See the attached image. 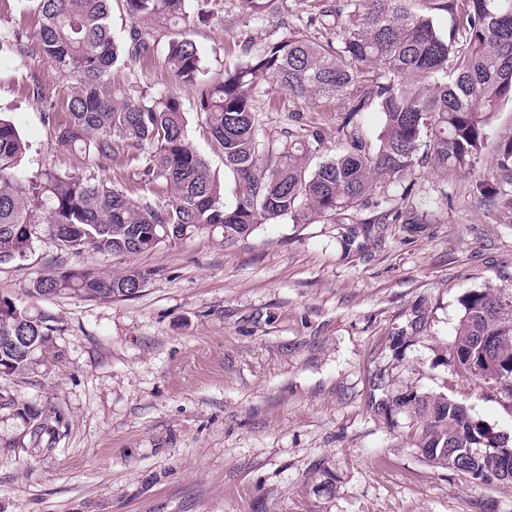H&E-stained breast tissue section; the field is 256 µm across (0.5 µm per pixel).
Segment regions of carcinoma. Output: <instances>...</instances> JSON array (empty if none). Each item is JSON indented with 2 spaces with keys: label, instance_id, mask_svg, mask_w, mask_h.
Instances as JSON below:
<instances>
[{
  "label": "carcinoma",
  "instance_id": "1",
  "mask_svg": "<svg viewBox=\"0 0 512 512\" xmlns=\"http://www.w3.org/2000/svg\"><path fill=\"white\" fill-rule=\"evenodd\" d=\"M41 16L36 35L0 33V55L47 60L68 79L65 112L56 111L42 86L32 97L52 113L59 144L90 170L102 160L136 162L128 180L143 195L92 173L45 169L26 174L27 149L15 123L0 117V263L20 265L43 234L64 251L136 254L166 242L220 232L231 245L258 224L283 217L298 223L345 216L368 206L372 182H393L415 164L421 147L436 163L470 170L497 108L512 102V0H430L425 12L412 0H315L310 24L324 43L281 22V32L231 69L208 75L189 37L188 0H121L132 21L115 41L112 0H22ZM286 0H238L250 21L281 14ZM463 8L461 32L444 34L439 12ZM167 40L164 63L174 80L195 89L194 107L224 158L235 185L224 203L208 163L190 143L180 97L132 78L112 85V68L151 56ZM379 64L372 75L366 63ZM273 80L288 94L336 97L359 89L351 111L376 103L385 117L373 153L352 144L310 167L316 147L300 135L262 127L256 99ZM501 182L512 184V137L497 148ZM146 274L104 275L59 266L29 287L32 296L74 295L88 301L131 297ZM453 343L456 365L474 381L512 398V293L474 290L462 299ZM50 316L0 298V375L27 372L52 356L62 358ZM382 396L376 409L408 410L421 427L417 448L430 464L452 468L475 484L512 480L504 474L511 442L446 396L410 391ZM34 448L51 446L61 417L24 409Z\"/></svg>",
  "mask_w": 512,
  "mask_h": 512
}]
</instances>
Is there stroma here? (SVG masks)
Masks as SVG:
<instances>
[{
	"label": "stroma",
	"instance_id": "stroma-1",
	"mask_svg": "<svg viewBox=\"0 0 512 512\" xmlns=\"http://www.w3.org/2000/svg\"><path fill=\"white\" fill-rule=\"evenodd\" d=\"M217 20L191 36L210 73L260 46L277 22L245 23L236 0H212ZM164 49L114 82L136 75L176 91L187 136L232 202L234 185L194 90L176 84ZM58 99L65 83L47 61L0 57V116L28 148L26 173L76 169L32 95ZM260 118L317 139V156L351 143L375 151L384 118L369 105L347 118L348 99L288 96L266 82ZM512 136V103L496 112L472 170L415 164L381 183L351 220L258 225L235 244L189 237L122 256L60 252L50 236L24 263L0 264V297L51 314L60 363L0 375V512H512V482L476 486L424 461L415 420L368 407L375 374L387 388L458 400L512 435V400L456 368L452 343L470 290L512 291V187L481 196L495 177V147ZM411 211L419 223L396 220ZM387 223H374L380 213ZM105 274L147 272L129 299L29 297L58 265ZM410 331L393 356L388 339ZM33 407L62 418L51 448L18 447Z\"/></svg>",
	"mask_w": 512,
	"mask_h": 512
}]
</instances>
